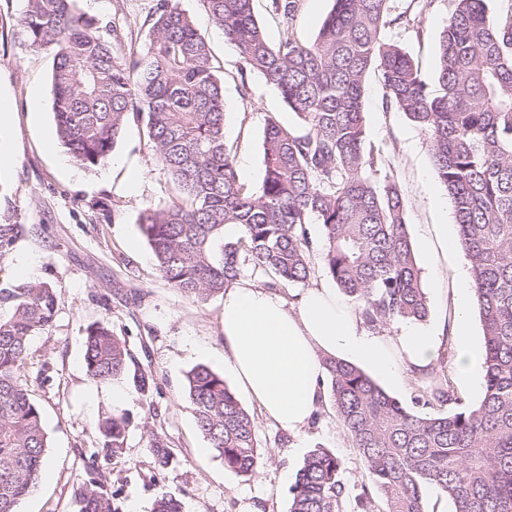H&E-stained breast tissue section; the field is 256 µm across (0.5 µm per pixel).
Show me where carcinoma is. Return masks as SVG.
Here are the masks:
<instances>
[{
	"instance_id": "obj_1",
	"label": "carcinoma",
	"mask_w": 512,
	"mask_h": 512,
	"mask_svg": "<svg viewBox=\"0 0 512 512\" xmlns=\"http://www.w3.org/2000/svg\"><path fill=\"white\" fill-rule=\"evenodd\" d=\"M76 2L26 0L21 18L29 46L55 51L57 138L93 170L110 158L130 119L142 124L172 196L144 210L140 229L161 278L196 301L224 293L247 272L269 278V288L308 283L315 275L308 225L320 224L322 270L366 329L380 333L427 316L402 193L390 177L374 179L379 154L367 147L364 79L372 68L380 73L386 106L426 133L451 202L483 329L482 396L465 405L451 377L415 368V411L355 364L324 356L332 409L364 462L365 482L353 493L340 459L319 447L298 470L289 512H429V488L453 512H512V15L492 17L486 0H452L431 86L385 38L396 22L391 0H334L314 41L289 31L276 46L252 0H203L225 40L304 128L266 119L263 178L248 189L224 135L223 80L178 0H159L149 43L128 59L113 53ZM298 2L271 0V7L290 25ZM227 224L239 226L236 239L224 240ZM8 298L13 313L0 319V512H17L49 464L42 415L19 372L31 337L54 321L57 294L27 282ZM84 346L93 379L128 375L130 350L109 324L89 326ZM186 385L198 430L224 467L254 475L256 421L224 376L197 365ZM435 406L448 412H427ZM129 426L125 415L99 424L112 453L124 448ZM150 447L160 464L169 462L158 435ZM78 499L79 512H120L99 478L85 482ZM153 512H182V504L163 495Z\"/></svg>"
}]
</instances>
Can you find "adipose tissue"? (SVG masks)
<instances>
[{"label":"adipose tissue","mask_w":512,"mask_h":512,"mask_svg":"<svg viewBox=\"0 0 512 512\" xmlns=\"http://www.w3.org/2000/svg\"><path fill=\"white\" fill-rule=\"evenodd\" d=\"M453 302V372L472 384L483 357L468 333L470 289H454ZM222 324L221 357L239 388L266 419L292 434L306 426L319 404L324 355L357 360L394 378L403 368H429L439 356L437 337L416 330L394 341L366 335L353 305L323 287L290 301L246 281L233 283L224 290Z\"/></svg>","instance_id":"obj_1"}]
</instances>
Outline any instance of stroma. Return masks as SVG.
I'll use <instances>...</instances> for the list:
<instances>
[{"label": "stroma", "instance_id": "obj_1", "mask_svg": "<svg viewBox=\"0 0 512 512\" xmlns=\"http://www.w3.org/2000/svg\"><path fill=\"white\" fill-rule=\"evenodd\" d=\"M158 0H77L98 22V33L121 57L142 50ZM207 41L224 77V132L232 159L247 186L263 177L262 139L267 114L300 129L296 115L237 48L225 41L202 0H179ZM26 0H0V96L11 120L0 130V225H12L13 241L0 253V318L12 305L7 295L19 284H49L58 294L52 326L30 340L20 377L41 411L50 466L18 512H79L77 491L91 473L102 477L122 512H151L155 499L181 500L183 512H289V489L298 468L315 448L331 450L343 463L342 477L359 489L365 466L322 397L321 418L300 435L265 420L250 399L262 464L253 476L225 469L200 435L188 398L186 374L204 364L236 381L218 352L222 349L223 298H185L160 277L139 227L148 207L168 198V178L140 124L129 122L108 162L88 170L61 148L55 134L51 73L54 52L29 48L20 35ZM451 0H392L399 21L387 30L419 63L426 77L436 72L440 34ZM377 72L364 82L368 141L382 151L380 174L394 176L403 194L408 230L428 297L429 313L386 331L397 337L410 327L443 336L454 320L452 290L468 263L462 249L422 251L434 227L456 236L445 188L435 176L425 133L386 105ZM96 321L125 339L132 372L152 378L142 392L131 377L107 384L93 381L84 364V336ZM130 417L125 446L112 453L98 428L107 417ZM167 443L172 461L159 466L149 448L151 434Z\"/></svg>", "mask_w": 512, "mask_h": 512}]
</instances>
